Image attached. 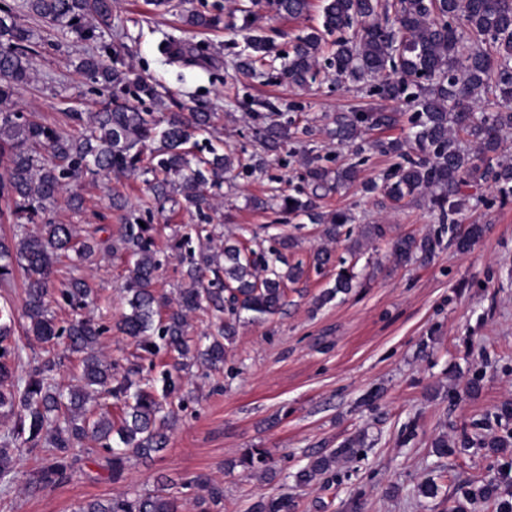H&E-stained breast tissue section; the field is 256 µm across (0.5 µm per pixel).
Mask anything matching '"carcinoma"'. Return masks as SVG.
Masks as SVG:
<instances>
[{
  "label": "carcinoma",
  "instance_id": "1",
  "mask_svg": "<svg viewBox=\"0 0 512 512\" xmlns=\"http://www.w3.org/2000/svg\"><path fill=\"white\" fill-rule=\"evenodd\" d=\"M309 6L310 0H251L250 7L240 9L242 25L231 24L228 29L253 30L257 7L299 18ZM23 8L47 26L73 32L92 44L77 69L99 84L103 100L86 120L78 112L67 114L81 127L76 136L19 114L13 97L32 79L31 55L37 40L35 31L21 23L18 11L0 7V162L4 163L0 200L19 222L31 223L47 211L69 182L84 175L111 174L142 176L153 202L183 203L207 221L224 173L236 165L247 171L262 168L265 157L292 138L288 125L270 121L260 132L261 151L252 155L250 165L221 153L210 142L201 146L196 137L214 126L217 113L196 107L187 114L170 112L160 117L119 97L118 91L127 88L140 100H156L161 94L156 82L134 73L119 53L98 45V30L112 21V0H24ZM185 23L217 28L224 18L190 13ZM350 28L352 36L336 41V82L356 84L369 78V94L404 98L415 108L408 136L415 154L404 152L397 142L378 143L383 152L399 158L385 179V196L396 201L428 196L429 209L438 215L439 223L448 225L457 250L468 251L487 227L462 224L458 215L472 201L487 204L489 200L465 189L482 180L492 183L501 201L512 198V162L498 159L500 136L512 130V109L483 112L475 118L469 105L488 94L512 101V0H324L322 28L296 38L284 78L296 85L314 80L324 35ZM163 52L191 62L197 57L191 44L174 39L164 43ZM266 53V40L248 35L234 65L251 71ZM399 119L395 110L354 108L336 114L332 134L337 144L353 147L359 154L363 147L358 140L366 132L391 128ZM465 139L477 144L475 151L462 148ZM155 141L160 142L159 148L145 155L148 144ZM306 177L311 186L306 199L292 195L271 199L281 213L323 225L324 237L336 241L352 216L340 210L324 212L317 200L323 191L355 183L358 171L353 166L333 170L318 164L315 157L307 161ZM104 231L106 227L99 225L81 239L74 224H44L36 234L23 231L10 239L0 237V282H10L18 267L27 280L23 310L27 332L42 343L64 339V351L77 356L80 368L77 383L66 389L53 383L52 374L59 365L53 356L42 359L27 378L14 379L11 361L20 356V347L11 340V324L0 321V385L10 382L8 391L0 390V409L13 418L0 442V480L12 482L17 477L10 445L18 440L31 448L47 447L48 458L38 475L43 484L67 480L89 439L105 451L114 480L122 477L130 457L148 459L161 453L175 423L165 401L181 391L182 372L190 367L186 359L205 368L224 364V342L233 340L240 323L279 313L286 304L287 284L298 282L311 268L323 270L333 259L331 249L318 247L308 261L288 262L285 253L296 247L291 237L278 241L272 260L238 239L226 238L218 249L207 244L194 250L193 236L204 231L196 227L173 239V249L188 251L181 272L183 284L173 301L156 295L153 288L160 266L154 225L128 222L121 225L117 239H96L95 234ZM438 245V236L405 237L391 243V254L400 264H424ZM119 248L129 263V312L115 323V329L134 340L138 358L153 359L165 352L174 359L157 378L143 382L132 379L141 374L140 365L132 363L120 375L118 362H108L95 351L108 327L85 317L59 327L49 311L48 296L61 258L76 252L89 260L101 250L113 253ZM359 285L355 266L343 260L333 286L318 298L319 304L348 295ZM57 292L70 307L80 309L93 299L95 289L80 276ZM202 307L216 319V332L193 338L188 335L189 319ZM108 397L120 403L118 416L111 418L105 412L94 416L98 400ZM362 445L363 437L358 435L310 457L296 473L297 483L326 478L338 461L356 458ZM234 465L269 472L274 459L265 449L250 448ZM160 483L155 492L88 501L75 512H181L182 498L171 493L174 483L167 478ZM179 486L196 492L200 512H221L223 486L202 475L183 479ZM463 495L492 500L496 512H512V501L499 494L493 481L471 486ZM292 507L286 495L262 496L252 503L250 512H291Z\"/></svg>",
  "mask_w": 512,
  "mask_h": 512
}]
</instances>
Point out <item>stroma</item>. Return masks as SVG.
<instances>
[{
    "instance_id": "stroma-1",
    "label": "stroma",
    "mask_w": 512,
    "mask_h": 512,
    "mask_svg": "<svg viewBox=\"0 0 512 512\" xmlns=\"http://www.w3.org/2000/svg\"><path fill=\"white\" fill-rule=\"evenodd\" d=\"M178 2V10L163 13L147 0H114L112 24L101 30L102 42L124 44L129 63L161 84L162 111L200 104L216 108L220 149L245 157L258 149L268 106L303 129L296 142L269 155L265 172L228 173L212 214L214 235L266 241L277 233H294L300 244L293 256L306 259L324 242L322 225L298 224L292 216L256 208L255 200L276 190L294 195L305 189L309 157L322 156L324 166L332 169L357 164L359 184L330 193L322 207L352 214L347 234L332 249L356 264L361 285L322 306L317 299L332 286L334 270L312 272L289 285L282 314L241 324L226 347L223 370L204 377L191 369L173 399L178 420L167 449L151 462L130 460L121 480H113L103 450L88 442L68 481L38 487L34 480L43 450L15 447L20 478L0 487V512H74L84 501L153 492L162 475L178 481L196 474L223 485V512H247L259 496L283 488L295 500L294 512H495L491 503L463 499L459 490L493 478L512 462V447L495 453L480 445L482 439L512 431V420L497 417L504 403H512V199L500 202L490 184L479 183L476 191L488 198V205L465 209L459 220L488 230L468 252L444 243L429 263L397 264L387 240L362 238L364 226L386 225L389 238H421L439 231L435 216L425 198L408 197L395 207L382 192H363V183L382 181L395 156L337 148L328 128L334 113L388 106L403 113V122L369 137L402 142L409 105L338 86L327 66L306 87L289 84L273 70L261 78L238 71L233 63L239 47L226 30L191 28L182 16L191 11L225 14L241 0ZM322 6L323 0H312L309 16L295 21L262 15L258 33L276 53H285L294 37L320 26ZM170 35L192 41L200 63L167 60L158 46ZM84 50L74 34L43 32L33 60L37 79L15 97L26 118L58 126L66 113L98 110L97 84L76 69ZM78 190L83 213H73L61 199L39 216V223L117 227L129 212L154 224L162 263L155 287L176 298L182 265L170 244L182 225L196 223L195 214L170 205L145 211L146 186L133 176L88 177ZM115 190L127 198V212L110 210ZM73 276L89 278L97 290L89 315L108 323L126 311L123 252L97 256L91 263L74 256L61 259L55 282ZM24 299L23 277L0 284V308L18 314L14 336L23 345L16 371L20 377L47 349L26 337L20 315ZM476 376L480 390L472 396L468 387ZM442 433L453 448L444 458L431 448ZM357 435L364 438L362 456L340 464L330 481L286 484V476L304 466L308 455ZM465 439L472 440L471 448H461ZM250 448L272 454L275 478L237 466ZM230 461L235 469H227ZM428 477L439 487L433 499L417 494L418 484Z\"/></svg>"
}]
</instances>
